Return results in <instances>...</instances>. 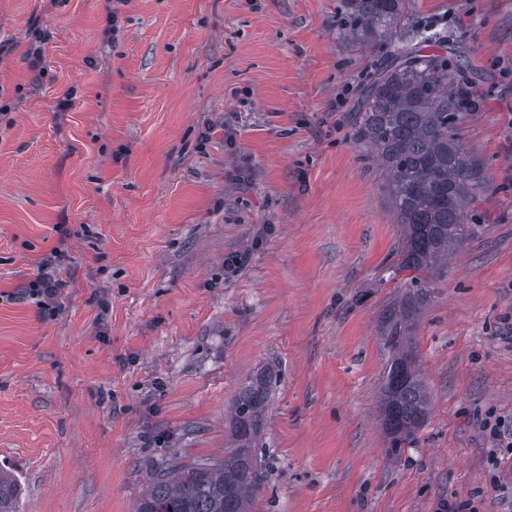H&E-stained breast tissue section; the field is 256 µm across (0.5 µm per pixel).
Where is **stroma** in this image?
<instances>
[{
	"label": "stroma",
	"instance_id": "1",
	"mask_svg": "<svg viewBox=\"0 0 512 512\" xmlns=\"http://www.w3.org/2000/svg\"><path fill=\"white\" fill-rule=\"evenodd\" d=\"M344 16L0 0V465L18 512H134L158 468L223 457L261 368L253 512H512V461L492 483L481 426L512 418V0H406L370 43ZM425 22V53L472 94L456 133L482 188L427 278L411 336L432 413L394 458L379 397L401 228L352 118ZM48 256L63 288L45 311L24 289Z\"/></svg>",
	"mask_w": 512,
	"mask_h": 512
}]
</instances>
